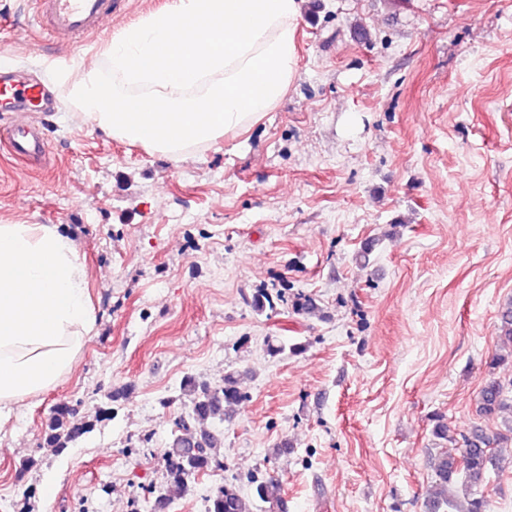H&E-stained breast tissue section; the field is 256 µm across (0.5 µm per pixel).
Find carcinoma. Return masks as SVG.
Listing matches in <instances>:
<instances>
[{
  "label": "carcinoma",
  "instance_id": "carcinoma-1",
  "mask_svg": "<svg viewBox=\"0 0 512 512\" xmlns=\"http://www.w3.org/2000/svg\"><path fill=\"white\" fill-rule=\"evenodd\" d=\"M499 330L503 338L512 343V303L499 312ZM192 399L191 418L204 421L216 416L225 417L245 398L240 387V374L229 373L223 384L215 389L200 384L192 377L183 382ZM512 407L508 388L498 380H489L483 386L479 398V411L485 415H496ZM76 409L65 404L57 407L46 424V445L59 453L88 433L91 425L70 421ZM512 441V420L504 431L488 433L481 428L473 429L464 437L463 447L455 452L442 449L430 460L434 476L435 492L425 501V512H448L456 504L448 499V482L458 472H463L467 482L474 487L482 486L491 470H502V459L495 448ZM219 439L208 432L200 431L182 420L164 451L166 482L156 490V506L168 508L182 498L190 488L192 479L207 472L219 460ZM261 502L268 512H288V502L282 480L269 475L254 481L252 497L245 496L240 488L229 483L209 499L207 512H253V505Z\"/></svg>",
  "mask_w": 512,
  "mask_h": 512
}]
</instances>
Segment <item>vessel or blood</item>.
Segmentation results:
<instances>
[{
  "label": "vessel or blood",
  "instance_id": "obj_1",
  "mask_svg": "<svg viewBox=\"0 0 512 512\" xmlns=\"http://www.w3.org/2000/svg\"><path fill=\"white\" fill-rule=\"evenodd\" d=\"M127 0H35V25L58 43L71 36L97 33L112 16L120 14ZM46 86L40 81H20L8 69L0 67V105L23 106L27 110L43 108ZM8 149L29 165L41 164L47 154V142L40 128L17 121L9 128Z\"/></svg>",
  "mask_w": 512,
  "mask_h": 512
}]
</instances>
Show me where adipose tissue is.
<instances>
[{"mask_svg":"<svg viewBox=\"0 0 512 512\" xmlns=\"http://www.w3.org/2000/svg\"><path fill=\"white\" fill-rule=\"evenodd\" d=\"M93 324L72 238L53 224H0V419L71 372Z\"/></svg>","mask_w":512,"mask_h":512,"instance_id":"obj_1","label":"adipose tissue"}]
</instances>
